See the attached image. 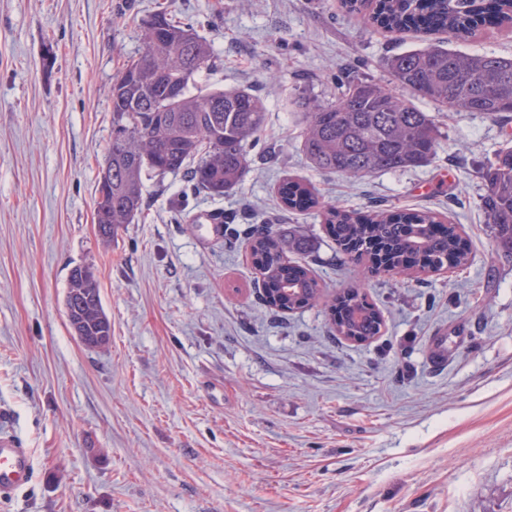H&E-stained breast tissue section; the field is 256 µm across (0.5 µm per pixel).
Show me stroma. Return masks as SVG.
Here are the masks:
<instances>
[{"mask_svg":"<svg viewBox=\"0 0 512 512\" xmlns=\"http://www.w3.org/2000/svg\"><path fill=\"white\" fill-rule=\"evenodd\" d=\"M162 9L220 56L199 87L259 94L265 130L236 190L152 178L106 246L95 202L112 84ZM417 46L337 0H0V417L35 463L0 512H512V257L480 205L512 116L420 101L434 159L354 182L301 151L298 92L331 101L352 79L390 83L387 60ZM456 48L512 58V24ZM286 178L364 214L433 211L458 224L470 262L420 280L368 272L318 211L281 208ZM213 212L216 233L201 222ZM266 223L305 236L297 261L322 303L265 305L246 243ZM77 264L100 283L104 351L65 317ZM353 286L384 319L366 345L327 316Z\"/></svg>","mask_w":512,"mask_h":512,"instance_id":"stroma-1","label":"stroma"}]
</instances>
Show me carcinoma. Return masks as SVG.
<instances>
[{
    "label": "carcinoma",
    "instance_id": "carcinoma-1",
    "mask_svg": "<svg viewBox=\"0 0 512 512\" xmlns=\"http://www.w3.org/2000/svg\"><path fill=\"white\" fill-rule=\"evenodd\" d=\"M342 2L361 14L365 25L423 37L442 32L450 40L470 34L487 12L486 0H372L374 7L365 14V0ZM140 40L138 58L112 84V139L105 163L109 175L107 183L97 185L104 202L95 208L106 245L142 213L149 177L186 172L194 188L210 196L235 190L248 167L247 146L259 138L266 121L265 100L250 91L196 88L202 71L216 61L211 44L192 25L161 11L143 22ZM387 68L405 93L361 80L332 101L297 96L304 124L302 150L314 168L359 180L426 163L436 151L438 130L414 104L419 98L494 118L512 112V58L428 43L391 57ZM484 181L482 208L493 226L495 247L512 254V148L498 154ZM278 194L288 210L319 209L341 251L367 260L372 269L387 264L398 273L418 274L445 263L464 267L469 262L467 241L434 212L363 215L322 203L310 185L295 180L283 181ZM248 245L271 308L294 311L319 302L320 285L310 269L288 260V253L306 249L303 239L264 226ZM65 297L72 333L106 349L112 322L91 267L70 269ZM330 320L337 335L366 339L378 336L383 324L381 312L358 288L334 299Z\"/></svg>",
    "mask_w": 512,
    "mask_h": 512
}]
</instances>
